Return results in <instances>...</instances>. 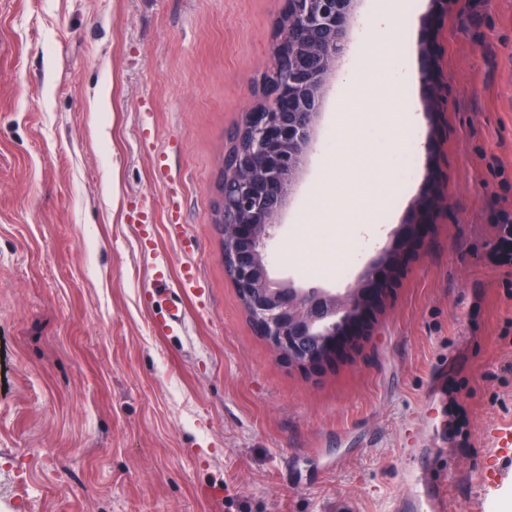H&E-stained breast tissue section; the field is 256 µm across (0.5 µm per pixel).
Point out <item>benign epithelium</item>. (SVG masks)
I'll use <instances>...</instances> for the list:
<instances>
[{
  "mask_svg": "<svg viewBox=\"0 0 512 512\" xmlns=\"http://www.w3.org/2000/svg\"><path fill=\"white\" fill-rule=\"evenodd\" d=\"M357 0H283L271 33L267 78L253 87L252 100L226 132L224 165L216 202V223L224 236V270L249 314L274 349L312 372L353 347L370 310L392 284L374 271L358 289L337 295L302 289L271 277L267 245L287 209L319 130L329 80L344 62L346 36ZM427 103L431 113L448 106L434 72ZM399 248L388 249L370 267L401 266L404 248L420 244L421 225L410 220L395 231ZM328 327V339L313 347L304 341L312 327Z\"/></svg>",
  "mask_w": 512,
  "mask_h": 512,
  "instance_id": "benign-epithelium-1",
  "label": "benign epithelium"
}]
</instances>
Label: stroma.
<instances>
[{
    "instance_id": "1",
    "label": "stroma",
    "mask_w": 512,
    "mask_h": 512,
    "mask_svg": "<svg viewBox=\"0 0 512 512\" xmlns=\"http://www.w3.org/2000/svg\"><path fill=\"white\" fill-rule=\"evenodd\" d=\"M359 0L319 138L268 245L272 277L345 294L422 194V229L360 347L318 375L253 330L215 222L224 132L268 60L282 0H0V512H392L403 469L448 443L458 512H512V275L495 215L512 214V0H403L381 26ZM406 43L391 100L381 39ZM435 44L426 55V44ZM448 89L427 117L424 70ZM416 123L347 135L360 161L406 133L415 175L375 235L353 220L356 170L311 210L343 113ZM351 260L348 281L315 269ZM186 330L157 328L185 267ZM167 268L166 284L156 279ZM392 41L390 38L384 39L383 51L375 55L371 61V68L377 72H383L388 75V82L384 89L374 88L370 84H358L355 77L349 76L347 81L354 85V95L359 98L376 99L381 97V94L390 96L394 90L403 81V75L396 73L391 65L392 57Z\"/></svg>"
}]
</instances>
